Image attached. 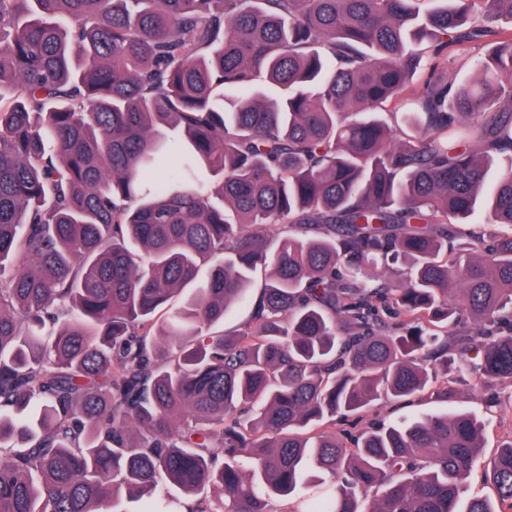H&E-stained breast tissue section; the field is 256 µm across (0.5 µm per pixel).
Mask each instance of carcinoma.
<instances>
[{"mask_svg": "<svg viewBox=\"0 0 512 512\" xmlns=\"http://www.w3.org/2000/svg\"><path fill=\"white\" fill-rule=\"evenodd\" d=\"M503 22L512 0H0V512H166L165 483L216 491L189 512H512V441L497 502L465 496L470 412L321 429L448 401L456 364L512 381ZM250 307L246 305L234 306L224 318V322L214 325L212 332L223 331L226 335H233L239 330L244 329V325L249 317Z\"/></svg>", "mask_w": 512, "mask_h": 512, "instance_id": "carcinoma-1", "label": "carcinoma"}]
</instances>
